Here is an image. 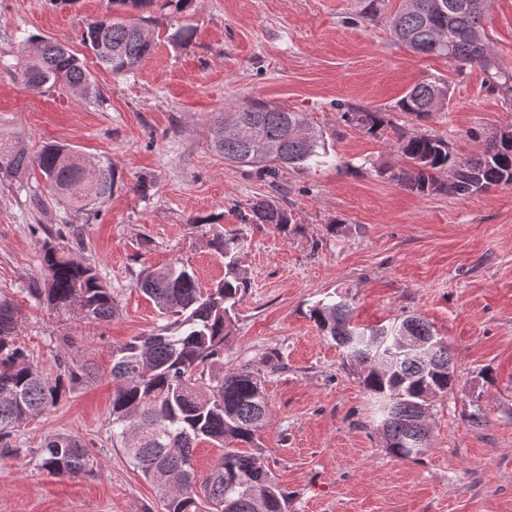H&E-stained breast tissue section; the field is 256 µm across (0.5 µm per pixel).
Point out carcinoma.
I'll return each mask as SVG.
<instances>
[{
  "instance_id": "cac0c4a2",
  "label": "carcinoma",
  "mask_w": 512,
  "mask_h": 512,
  "mask_svg": "<svg viewBox=\"0 0 512 512\" xmlns=\"http://www.w3.org/2000/svg\"><path fill=\"white\" fill-rule=\"evenodd\" d=\"M156 0H107L106 11L85 23L81 38L96 59L114 74L133 70L156 45L153 19L144 9ZM172 18V43L189 46L192 26L179 16L196 0H163ZM484 0H401L390 17L393 36L410 51L443 56L461 66L476 65L489 92H512V74L503 69L485 31ZM33 57L21 72L25 85L38 93L59 87L88 98L96 93L83 62L63 44L30 36ZM449 98V87L420 82L397 100L395 108L424 120ZM341 119L369 134L382 130L386 113L348 107ZM396 148L404 165L390 174L399 185L422 195H476L512 185V138L500 132L485 138L476 155L458 156L448 141L435 135L407 134L395 129ZM213 149L224 161L252 166L272 180L285 168L311 169L337 164L323 133L302 112L249 100L217 117ZM37 168L50 191L71 204L88 203L112 194V164L95 165L85 175L68 147L47 143L35 155L0 141V182H11ZM293 218L269 198H258L244 215L247 224H270L284 232ZM227 259L224 279L202 294L193 269L176 262L160 270L145 269L137 287L158 308L163 324L134 336L112 352V441L133 467L154 484L162 512H288V492L276 482L256 445L271 410L259 372L247 366L207 376L205 365L224 354L236 310L248 288L237 254L243 239L216 231L208 240ZM44 277L28 293L58 316L76 313L89 322L112 319V291L95 268L46 241L41 246ZM346 300L320 303L310 318L362 366L363 384L377 402L376 426L385 447L398 459H415L428 442L425 413L432 395L453 390L457 379L448 343L419 316L373 328L352 325ZM19 314L10 299L0 300V448L12 452V429L55 407L66 390L86 375L67 352L57 354L59 373L44 375L19 344ZM407 333L430 351L416 355L402 350L395 337ZM200 440L220 449L204 476L195 469L193 453ZM40 465L53 474L74 476L86 471L88 453L69 435L44 439L36 450Z\"/></svg>"
}]
</instances>
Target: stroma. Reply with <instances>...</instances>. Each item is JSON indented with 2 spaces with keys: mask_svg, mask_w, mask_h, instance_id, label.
I'll list each match as a JSON object with an SVG mask.
<instances>
[{
  "mask_svg": "<svg viewBox=\"0 0 512 512\" xmlns=\"http://www.w3.org/2000/svg\"><path fill=\"white\" fill-rule=\"evenodd\" d=\"M366 2L197 0L185 15L195 29L186 48L170 41L156 9L155 50L116 77L81 41L106 0H0V139L31 153L67 144L114 172L111 196L83 210L36 171L0 183V296L18 308L20 343L53 376L69 338L71 358L91 372L15 429L16 454L0 456V512H161L154 486L112 446V350L160 322L137 287L143 269L188 264L205 291L223 280L224 260L208 245L215 228L245 237L239 264L250 286L223 362L264 376L271 421L258 444L288 512H512V185L471 196L412 192L390 178L402 164L394 133L370 135L341 119L345 106L385 112L468 156L512 124V96L486 91L479 68L460 73L447 59L411 53L387 14L360 19ZM486 30L512 71V0H491ZM30 35L65 43L98 98L29 90L20 72ZM434 80L450 88L444 110L414 121L395 109L415 84ZM251 99L305 113L342 167L287 169L272 183L225 163L210 147L213 119ZM260 197L291 212L287 232L241 223ZM47 239L96 268L112 290L111 321L64 322L29 295ZM340 297L357 326L414 314L448 343L458 382L431 400L430 442L417 459L385 448L358 369L310 317ZM57 434L85 445L91 472L40 466L33 448Z\"/></svg>",
  "mask_w": 512,
  "mask_h": 512,
  "instance_id": "1",
  "label": "stroma"
}]
</instances>
